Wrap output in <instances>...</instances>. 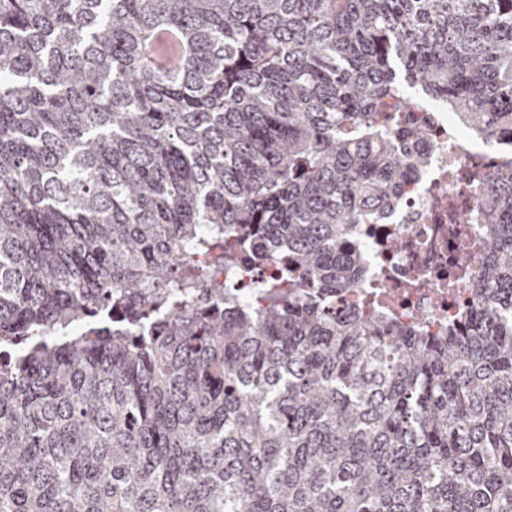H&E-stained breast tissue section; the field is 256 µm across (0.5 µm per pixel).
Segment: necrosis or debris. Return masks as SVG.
I'll return each instance as SVG.
<instances>
[{
	"mask_svg": "<svg viewBox=\"0 0 512 512\" xmlns=\"http://www.w3.org/2000/svg\"><path fill=\"white\" fill-rule=\"evenodd\" d=\"M405 121L426 127L428 135L400 136L396 144L403 154L427 155L428 167L409 178L397 205L379 222L355 227L368 275L344 298L349 306L381 311L420 335L439 336L475 309L485 261L486 227L470 164L480 160L494 170L512 160V144H479L432 105L406 113Z\"/></svg>",
	"mask_w": 512,
	"mask_h": 512,
	"instance_id": "obj_1",
	"label": "necrosis or debris"
}]
</instances>
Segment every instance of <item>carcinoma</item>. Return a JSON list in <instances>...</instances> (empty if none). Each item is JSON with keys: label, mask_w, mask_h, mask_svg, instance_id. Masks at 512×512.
I'll return each instance as SVG.
<instances>
[{"label": "carcinoma", "mask_w": 512, "mask_h": 512, "mask_svg": "<svg viewBox=\"0 0 512 512\" xmlns=\"http://www.w3.org/2000/svg\"><path fill=\"white\" fill-rule=\"evenodd\" d=\"M427 100L512 137V0H0V512H512V165L448 333L336 303ZM273 269L269 265L250 264L248 273L240 275L237 270L226 273L230 287L240 296L247 298L259 310L267 302L263 299L262 288L272 276Z\"/></svg>", "instance_id": "obj_1"}]
</instances>
